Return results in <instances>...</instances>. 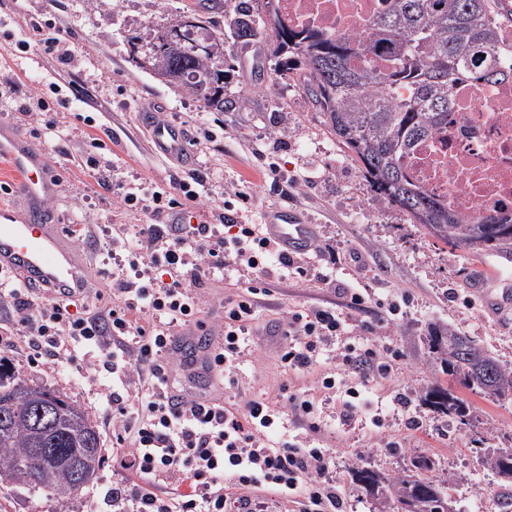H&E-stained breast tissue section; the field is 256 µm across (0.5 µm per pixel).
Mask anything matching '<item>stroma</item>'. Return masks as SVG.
<instances>
[{
    "mask_svg": "<svg viewBox=\"0 0 512 512\" xmlns=\"http://www.w3.org/2000/svg\"><path fill=\"white\" fill-rule=\"evenodd\" d=\"M198 0H0V118L11 121L28 140L35 126L18 107L35 88L57 84L62 89L68 139L45 147L51 175L61 185L58 196L45 205L50 221L63 226L93 218L95 241H75L85 262L84 274L98 307L112 303V238L119 229L137 223L117 196L118 188L143 183L172 190L180 182L202 175L203 199L220 202L234 217L246 216L261 224L269 211L288 209L315 225L323 242V260H335L341 280L359 288H386L407 294L410 304L394 323L383 321L375 306L355 310L356 321L374 326L377 342L400 353L392 372L381 384H367L373 409L339 416V393L322 388L319 372L295 374L284 370L277 346L289 311L310 307L346 308L347 297L313 283L295 285L281 280L264 300L254 324L253 352L244 357L238 384L224 389L214 382L207 394L239 407L255 396L284 403L296 393L313 402L315 420L291 417L289 435L310 436L315 445L333 451L330 471L347 512H381L380 505L353 480L360 465L389 477L407 473L414 457L434 462L432 474L452 482L454 512H498L501 478L488 457L499 448H512V400H498L466 389L444 372L428 338L433 329L454 328L498 362L512 369V318H495L479 304H466L467 277L478 274V258L450 250L410 222L399 208L387 205L366 181L357 162L348 156L322 122L320 109L302 86L292 80L272 84L269 49L261 38L237 39L228 23L237 0H224L211 13L224 30L225 95L231 101L221 112L203 109L194 97L169 88L130 58L129 36L142 26H160L172 14L196 8ZM63 30L71 62H63L33 43L35 26ZM31 47L20 51L19 40ZM151 110L187 129L196 157L193 168L159 157L150 133L138 117ZM112 131L98 171L86 169L85 118ZM236 183L252 194L251 210H244L224 187ZM194 291L208 303L194 322L195 330L213 331L224 318V299L238 291L236 276H206L193 280ZM27 329L9 309L0 310V357L30 383L50 388L87 414L97 426L105 460L90 489L99 495L100 512H112L103 494L112 484L134 481L133 471L112 462V427L101 413V392L111 390L112 375L93 370L94 356L78 349L67 361L40 359L27 365ZM435 386L450 389L466 400V418L447 415L425 401ZM410 402L408 415L392 413L396 394ZM414 416L418 429L406 427ZM382 426H375V419ZM86 496L78 494L64 507L43 492L0 478V512H86Z\"/></svg>",
    "mask_w": 512,
    "mask_h": 512,
    "instance_id": "stroma-1",
    "label": "stroma"
}]
</instances>
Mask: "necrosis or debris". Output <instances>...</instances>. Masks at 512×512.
<instances>
[{"instance_id":"necrosis-or-debris-1","label":"necrosis or debris","mask_w":512,"mask_h":512,"mask_svg":"<svg viewBox=\"0 0 512 512\" xmlns=\"http://www.w3.org/2000/svg\"><path fill=\"white\" fill-rule=\"evenodd\" d=\"M391 0H278L288 25L328 34L368 29ZM448 122L417 145L403 164L424 192L450 208L512 210V82L456 81Z\"/></svg>"}]
</instances>
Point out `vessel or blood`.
Wrapping results in <instances>:
<instances>
[{
    "label": "vessel or blood",
    "instance_id": "vessel-or-blood-1",
    "mask_svg": "<svg viewBox=\"0 0 512 512\" xmlns=\"http://www.w3.org/2000/svg\"><path fill=\"white\" fill-rule=\"evenodd\" d=\"M142 120L160 153L179 158L183 167H191L184 128L166 122L157 112L146 113ZM1 157L20 177L16 193L24 201L26 212L21 215L8 208L0 209V270H10L35 287L81 292V257L44 214L45 203L57 194L59 185L48 175L43 154L1 121ZM265 231L292 255H306L314 238L312 225L297 223L284 210L278 221L266 225ZM467 287L486 311L500 317L512 316V248L490 253L481 264L480 275L473 277Z\"/></svg>",
    "mask_w": 512,
    "mask_h": 512
}]
</instances>
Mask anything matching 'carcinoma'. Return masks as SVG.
Masks as SVG:
<instances>
[{
  "label": "carcinoma",
  "mask_w": 512,
  "mask_h": 512,
  "mask_svg": "<svg viewBox=\"0 0 512 512\" xmlns=\"http://www.w3.org/2000/svg\"><path fill=\"white\" fill-rule=\"evenodd\" d=\"M494 0H392L391 7L359 39L288 27L274 0L264 10L242 7L231 20L241 40L274 39V82L297 76L321 110L324 123L358 162L380 198L406 213L414 224L449 244L475 254L512 245V213L466 214L450 210L412 184L400 163L410 148L448 122L449 90L461 77L485 82L512 79L504 54L505 25ZM194 21L179 14L164 26L147 25L128 38L136 66L160 77L177 92L195 97L210 111H224V32L205 27L204 16L224 8L220 0H200ZM387 56L391 64L374 65ZM442 369L465 387L488 396L512 392V371L455 329L430 337ZM58 412L52 436L71 457L85 455L89 438L95 449L85 478L75 484L65 464L37 465L36 448L44 437L35 432L26 411L32 401ZM430 403L460 418L468 403L446 388L431 390ZM15 416L0 420V477L39 488L63 502L96 478L102 461L100 434L83 411L59 393L33 386L20 373L0 364V409ZM500 476L512 479V448L487 460ZM413 474L396 480L365 468L353 478L383 507L407 499L415 512H452L447 482L428 476L434 462L420 456Z\"/></svg>",
  "instance_id": "carcinoma-1"
}]
</instances>
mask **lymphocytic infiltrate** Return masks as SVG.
I'll list each match as a JSON object with an SVG mask.
<instances>
[{
  "instance_id": "lymphocytic-infiltrate-1",
  "label": "lymphocytic infiltrate",
  "mask_w": 512,
  "mask_h": 512,
  "mask_svg": "<svg viewBox=\"0 0 512 512\" xmlns=\"http://www.w3.org/2000/svg\"><path fill=\"white\" fill-rule=\"evenodd\" d=\"M21 111L40 124L45 143L67 138L65 123L42 90L33 91ZM178 195L190 203L201 198L189 182L173 193L127 189L123 203L143 222L133 234L112 242L130 272L113 274L108 308L75 312L74 294L61 288L37 294L2 271L0 306L12 307L25 324L33 359L57 358L81 346L99 352L104 367L115 374L122 391L101 406L112 418L116 460L137 476L136 482L107 490L116 512H241L252 506L248 492L256 488L300 504V512H340L341 498L329 477L330 449L283 439L279 431L285 418L268 399H250L237 410L201 403L193 374L174 343L176 332L204 304L186 277L230 269L251 273L245 292L224 302L222 341L210 366L214 377L233 382L249 351V328L258 317L260 299L269 293L266 277L276 270L286 279H315L334 287L335 271L317 265L318 250L305 257L288 255L259 224H240L234 233L220 236L210 224L160 223ZM160 269L166 278L157 277ZM348 333V318L336 308L292 311L279 359L289 371L311 372L321 365L327 347H335L336 370L321 378L327 390L335 389L339 370L387 378L390 366L378 360L374 346L348 340ZM126 391L131 394L127 400L122 397ZM161 481L179 486V493L158 495L154 486ZM228 484L241 489V496L229 497L224 491Z\"/></svg>"
}]
</instances>
